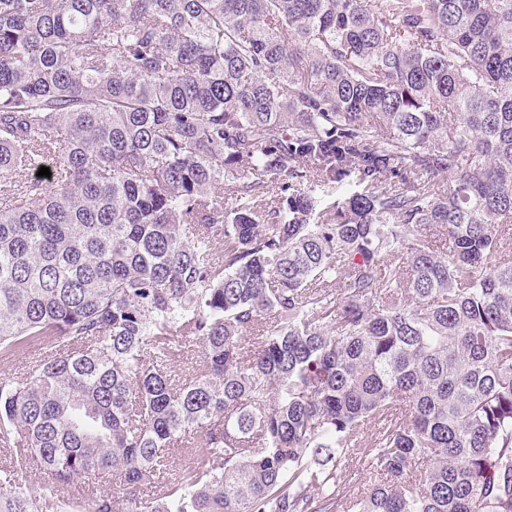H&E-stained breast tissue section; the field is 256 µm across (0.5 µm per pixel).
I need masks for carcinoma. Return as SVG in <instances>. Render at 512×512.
Instances as JSON below:
<instances>
[{"instance_id":"1","label":"carcinoma","mask_w":512,"mask_h":512,"mask_svg":"<svg viewBox=\"0 0 512 512\" xmlns=\"http://www.w3.org/2000/svg\"><path fill=\"white\" fill-rule=\"evenodd\" d=\"M511 233L512 0H0V512H512Z\"/></svg>"}]
</instances>
